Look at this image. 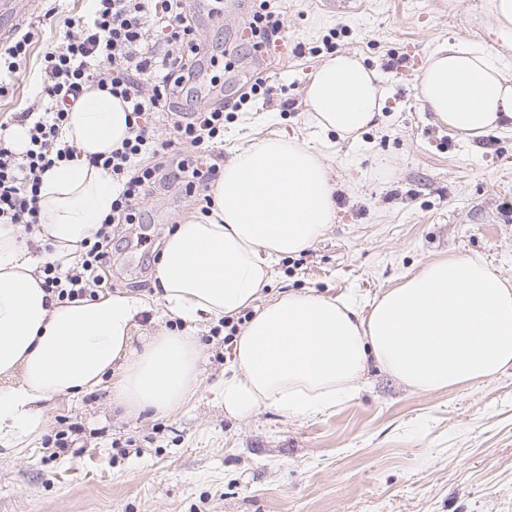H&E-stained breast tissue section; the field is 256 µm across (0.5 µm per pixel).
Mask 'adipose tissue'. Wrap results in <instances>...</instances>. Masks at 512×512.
I'll list each match as a JSON object with an SVG mask.
<instances>
[{
  "label": "adipose tissue",
  "instance_id": "ef3b65f1",
  "mask_svg": "<svg viewBox=\"0 0 512 512\" xmlns=\"http://www.w3.org/2000/svg\"><path fill=\"white\" fill-rule=\"evenodd\" d=\"M418 93L461 136L512 133V70L465 40L430 53ZM384 98L373 70L338 53L312 75L305 124L355 139L381 121ZM127 135L124 104L96 88L69 111L64 139L78 157L47 170L40 189L41 239L53 257L77 256L111 213L112 178L85 158ZM236 138L209 214L163 238L153 295L59 303L42 288L18 227L0 224V447L20 448L53 398L105 384L129 416L181 409L199 385L198 323L246 311L221 391L225 412L239 419L263 406L292 418L332 410L358 394L372 362L421 393L512 367V283L478 257L431 261L366 300L312 290L267 296L276 263L334 223L337 186L322 154L297 135ZM157 305L182 329L145 334Z\"/></svg>",
  "mask_w": 512,
  "mask_h": 512
}]
</instances>
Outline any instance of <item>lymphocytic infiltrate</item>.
Listing matches in <instances>:
<instances>
[{
  "label": "lymphocytic infiltrate",
  "mask_w": 512,
  "mask_h": 512,
  "mask_svg": "<svg viewBox=\"0 0 512 512\" xmlns=\"http://www.w3.org/2000/svg\"><path fill=\"white\" fill-rule=\"evenodd\" d=\"M88 20L66 32L61 48L46 49L40 62L39 91L26 110L0 117V224L34 232L45 217L39 205L46 170L71 161L76 150L63 140L64 124L85 86L97 87L127 104L130 135L89 165L109 173L117 192L112 212L83 244L77 262L41 263L42 286L59 302L93 299L102 271L112 262V226L142 218L139 204L160 184L182 188L201 213H209L210 189L221 176L219 163L206 164L199 152L224 144V109L178 112L180 96L196 88L208 53L198 39L194 11L187 0H91ZM34 31L0 44V94L31 54ZM169 113L174 139L158 140L154 114ZM26 130L23 147L10 131Z\"/></svg>",
  "instance_id": "f902f5d3"
}]
</instances>
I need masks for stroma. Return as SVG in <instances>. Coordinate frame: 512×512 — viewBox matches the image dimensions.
<instances>
[{
    "mask_svg": "<svg viewBox=\"0 0 512 512\" xmlns=\"http://www.w3.org/2000/svg\"><path fill=\"white\" fill-rule=\"evenodd\" d=\"M201 17L199 35L218 57L216 86L188 101L206 110L241 102L225 128L256 116L250 133L316 138L304 125L305 86L328 56L350 53L385 89L382 122L350 144L322 147L338 190L336 222L275 267L272 293L313 290L374 296L428 262L477 255L512 281V135L464 139L439 125L418 98V74L388 68L407 48L421 57L462 38L502 53L489 0H282L288 55L273 59L236 39L235 2ZM54 18H30L39 39L22 82L1 112L35 98L43 50L60 42L85 0H45ZM262 77L270 94L249 96ZM144 222L112 228L106 292L152 294L163 236L198 216L181 189L155 187ZM198 325L204 358L194 399L168 415H123L107 390L50 402L20 451L0 449V512H512V368L496 378L423 394L370 366L360 393L335 411L303 419L262 408L224 414L218 388L232 341ZM73 429L78 455L55 454L49 436Z\"/></svg>",
    "mask_w": 512,
    "mask_h": 512,
    "instance_id": "obj_1",
    "label": "stroma"
}]
</instances>
